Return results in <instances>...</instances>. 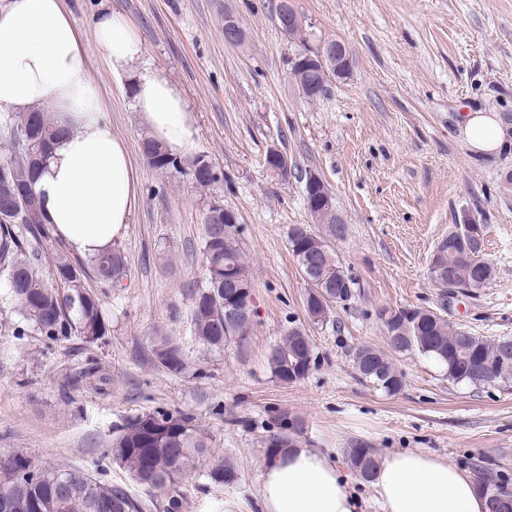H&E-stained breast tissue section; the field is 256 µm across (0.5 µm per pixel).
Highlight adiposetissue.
I'll list each match as a JSON object with an SVG mask.
<instances>
[{
	"instance_id": "obj_1",
	"label": "adipose tissue",
	"mask_w": 512,
	"mask_h": 512,
	"mask_svg": "<svg viewBox=\"0 0 512 512\" xmlns=\"http://www.w3.org/2000/svg\"><path fill=\"white\" fill-rule=\"evenodd\" d=\"M97 53L114 73L132 74L136 107L151 136L173 152L196 133L182 93L144 66V44L119 12L105 10L85 40L64 0H0V112L46 108L68 127L33 190L47 224L71 251L93 256L125 232L138 179L127 142L110 131L90 80ZM458 127L473 152L494 155L512 145V126L495 113H463ZM373 486L383 512H488L475 476L420 451L386 457ZM260 512H359L360 499L332 458L291 448L267 460L260 474Z\"/></svg>"
}]
</instances>
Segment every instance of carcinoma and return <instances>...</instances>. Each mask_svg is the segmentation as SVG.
I'll use <instances>...</instances> for the list:
<instances>
[{
	"mask_svg": "<svg viewBox=\"0 0 512 512\" xmlns=\"http://www.w3.org/2000/svg\"><path fill=\"white\" fill-rule=\"evenodd\" d=\"M292 79L302 96L314 101L326 92L327 74L320 63L291 70ZM4 127L10 130L13 155L0 169V208L13 207L8 223H0V266L6 271L5 285L15 302L18 321L13 335L25 336L31 330L49 344L78 338L96 343L109 333L101 298L85 287L86 276L101 285L120 279L126 269L124 255L111 248L87 262L74 265L66 259L56 262L53 281L42 277L36 268L38 255L29 248L25 235L37 240L46 236V223L39 200L32 189L38 172L44 170L54 141L63 132L56 117L41 109L32 112H8ZM141 148L150 166L167 172L179 171L184 160L151 138L143 139ZM190 174L201 189L220 181L215 168L203 158L190 164ZM304 200L313 223L321 225L315 232L308 226L291 229L288 242L301 272L312 265V284L304 298L310 304L320 301L322 293L346 302L352 297L350 278L330 250L328 239L341 240L346 226L336 223L331 204L335 203L329 187L318 183L305 186ZM438 249L447 251L443 264L430 263L429 276L436 287L448 276L468 285L476 292L493 278V267L483 252H470L463 243L449 251L448 242ZM202 251L205 258L204 278L192 294V323L196 343L203 349L222 353L231 344L242 346L246 337L224 326L225 278L233 276L244 286L252 284L251 272L238 241L235 224L224 223V214L208 207L204 219ZM396 322H386V332L400 333L389 338L396 352L414 351L433 359L455 383L479 387H512V350H503L502 336L490 340L468 331L452 328L448 320L428 309L399 308L390 311ZM359 377L388 394L399 392L403 377L387 354L368 345H359L350 353ZM313 344L308 334L292 328L271 349L268 363L272 375L285 384L304 378L311 368ZM151 362L172 373L186 369L187 354L183 345L163 338L151 350ZM75 380L87 381L101 388L111 382L102 366L93 363L79 371ZM262 443L268 457L283 453L297 442L287 433L269 431ZM213 439L201 428L189 411L156 408L128 416L112 426V439L103 457L130 473L140 485L169 490L163 512H180L182 494L178 485L199 463H207L206 476L215 485L237 481L234 466L224 456L212 451ZM350 466L361 470L368 480L378 466L370 448L354 443L345 449ZM478 485L489 498V512H512V490L480 473ZM107 506L106 512H148L157 508L154 501L133 496L124 486L92 478L77 467L63 468L37 458L22 449L0 455V512H98L96 505Z\"/></svg>",
	"mask_w": 512,
	"mask_h": 512,
	"instance_id": "cac0c4a2",
	"label": "carcinoma"
}]
</instances>
